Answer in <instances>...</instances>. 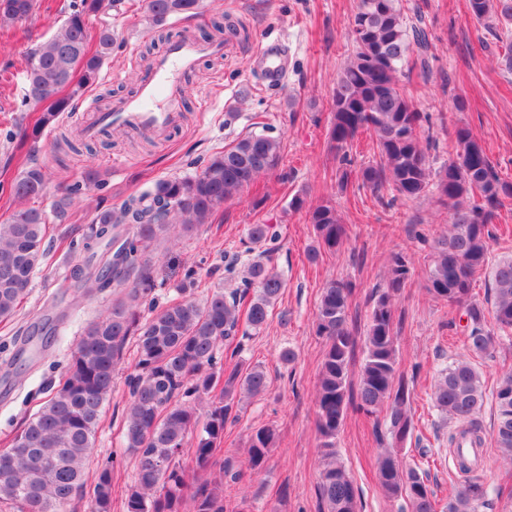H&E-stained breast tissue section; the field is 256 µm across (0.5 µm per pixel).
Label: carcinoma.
<instances>
[{"mask_svg":"<svg viewBox=\"0 0 512 512\" xmlns=\"http://www.w3.org/2000/svg\"><path fill=\"white\" fill-rule=\"evenodd\" d=\"M198 6L199 0H147L144 21L157 29L169 17L193 13ZM34 7V0H0V27L28 20ZM115 7V0H80L58 33L29 56L27 97L48 103L37 126L55 124L81 89L96 81L112 53L114 38L112 30L104 27L95 50H90L89 19ZM468 10L477 24L502 43L504 63L512 69V0H468ZM352 34L355 49L336 78L329 130L341 188H348L354 176L358 187L370 189L379 199L384 191L395 200L431 194L448 208L447 233L432 238L417 235L432 257L426 288L435 298L463 310L468 351L490 356L500 335L512 332V256L495 261L490 256L493 220L512 205V183L499 177L482 141L465 126L455 129L453 157L438 168L430 164L432 114L421 111L399 83L413 50L426 62L429 41L423 27L407 28L399 0H360ZM67 87L71 93L61 95ZM362 131L372 136L379 162L355 174L347 148ZM279 151L277 138L265 132L249 133L191 176L159 180L118 206L99 198L77 248L88 252L109 237L118 245L114 255L122 260L112 262L106 273L82 280L81 286L112 290V305L85 327L53 395L10 446L0 450V502L18 512H69L72 502L85 495L88 512H111L114 467H102L87 493L85 469L123 346L134 336L138 361L126 379L129 400L124 427L126 448L136 459V482L125 512H185V490L191 485L192 512H226L224 484L204 475L222 452L224 427L237 397L265 393L268 375L259 365L223 364L218 354L237 336L242 320L255 330L263 328L284 283L265 262L235 260L225 269V285L205 302L186 296L143 320L140 308L156 287V277L141 255L178 228L190 232L208 223L226 200L275 166ZM46 182L45 170L33 162L7 184L18 206L0 223V321L15 314L46 257L49 216L28 205L44 194ZM84 186L99 183L89 176L84 185L69 186L55 203V218L65 216L67 201L81 194ZM310 223L317 245L308 252V259L315 263L321 250L343 245L347 230L336 208L329 205L313 207ZM248 241H272L269 225H250ZM483 270L489 271L492 280L489 309L471 299L473 277ZM409 276V262L395 256L385 286L372 300L364 336L366 355L355 395L350 386L357 343L348 326L351 290L332 280L319 295L316 332L325 338L326 351L315 405L317 430L326 448L319 482L326 512H358L357 491L335 451L336 436L353 398H358V409L367 415L385 413L395 440L405 441L414 429L406 390L397 377L394 335V299ZM216 388L220 396L205 400ZM432 401L437 411L456 423L448 448L465 474L443 512H479L488 490L473 475L475 467L467 462L466 452L483 449L490 442L512 464V369L502 374L488 394L479 370L468 359H459L440 373ZM489 405L495 408L496 422L488 434L482 415ZM197 428L196 478L191 482L179 457L185 438ZM275 439V432L267 427L251 434L247 454L252 471L267 466ZM377 476L386 494L405 500L408 512H438L435 493L418 466L385 452L377 458Z\"/></svg>","mask_w":512,"mask_h":512,"instance_id":"cac0c4a2","label":"carcinoma"}]
</instances>
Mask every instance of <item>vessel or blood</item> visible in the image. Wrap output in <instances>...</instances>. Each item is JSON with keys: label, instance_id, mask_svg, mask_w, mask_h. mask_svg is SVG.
I'll use <instances>...</instances> for the list:
<instances>
[{"label": "vessel or blood", "instance_id": "1", "mask_svg": "<svg viewBox=\"0 0 512 512\" xmlns=\"http://www.w3.org/2000/svg\"><path fill=\"white\" fill-rule=\"evenodd\" d=\"M223 52L224 44L220 41L202 45L190 38L173 40L141 77L136 94L119 101L111 112L101 115V122L147 127L159 134L166 133L180 120V73L193 69L203 56Z\"/></svg>", "mask_w": 512, "mask_h": 512}]
</instances>
